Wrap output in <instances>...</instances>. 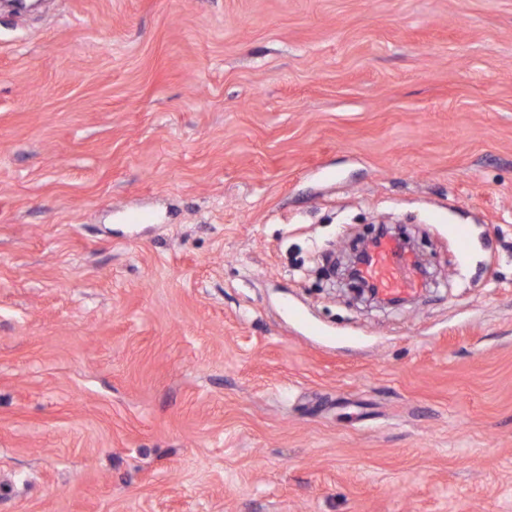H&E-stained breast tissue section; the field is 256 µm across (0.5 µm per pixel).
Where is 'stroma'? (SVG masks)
<instances>
[{
  "instance_id": "35a3bbf8",
  "label": "stroma",
  "mask_w": 512,
  "mask_h": 512,
  "mask_svg": "<svg viewBox=\"0 0 512 512\" xmlns=\"http://www.w3.org/2000/svg\"><path fill=\"white\" fill-rule=\"evenodd\" d=\"M0 512H512V0L0 7ZM362 274L385 297L408 296L420 286L416 258L389 238L372 247ZM363 255V250H360L347 256L346 263L343 265L342 269L340 264H338L336 276L338 284H348L350 288H347L346 290L351 295L352 302L356 305L360 304L365 306V308H384L386 306L393 309H399L403 307L405 303L401 300L390 304H382L381 302H378L369 289L363 288L356 282L355 267L361 261Z\"/></svg>"
}]
</instances>
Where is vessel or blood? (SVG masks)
<instances>
[{
	"mask_svg": "<svg viewBox=\"0 0 512 512\" xmlns=\"http://www.w3.org/2000/svg\"><path fill=\"white\" fill-rule=\"evenodd\" d=\"M362 274L386 297L410 295L420 286L416 279L417 260L398 242L379 240L371 249Z\"/></svg>",
	"mask_w": 512,
	"mask_h": 512,
	"instance_id": "1",
	"label": "vessel or blood"
}]
</instances>
